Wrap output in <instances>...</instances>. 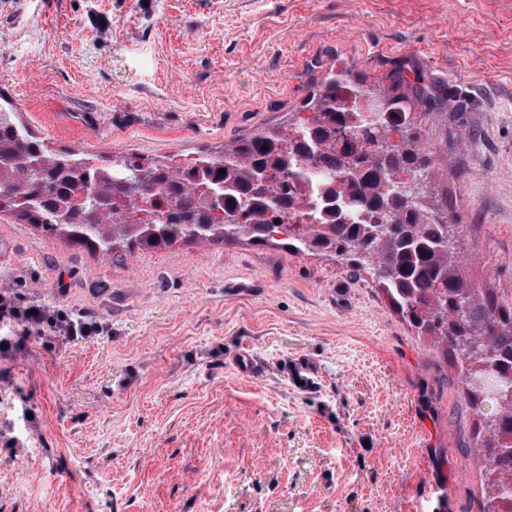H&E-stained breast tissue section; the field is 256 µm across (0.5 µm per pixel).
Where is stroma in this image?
Listing matches in <instances>:
<instances>
[{
	"label": "stroma",
	"mask_w": 512,
	"mask_h": 512,
	"mask_svg": "<svg viewBox=\"0 0 512 512\" xmlns=\"http://www.w3.org/2000/svg\"><path fill=\"white\" fill-rule=\"evenodd\" d=\"M344 65L435 85L428 182L511 298L512 0H0V105L101 164L286 127ZM1 289L102 331L0 328V512H477L459 368L352 263L282 234L108 256L2 213Z\"/></svg>",
	"instance_id": "35a3bbf8"
}]
</instances>
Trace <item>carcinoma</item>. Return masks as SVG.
Here are the masks:
<instances>
[{"instance_id":"1","label":"carcinoma","mask_w":512,"mask_h":512,"mask_svg":"<svg viewBox=\"0 0 512 512\" xmlns=\"http://www.w3.org/2000/svg\"><path fill=\"white\" fill-rule=\"evenodd\" d=\"M435 98L419 80L380 90L332 69L286 128L184 162L110 166L50 149L0 108V213L65 228L106 254L116 234L153 245L282 229L298 251L349 258L459 365L485 429L479 512H512V302L466 278L455 225L425 182L433 158L414 105ZM378 99L372 122L367 104Z\"/></svg>"}]
</instances>
